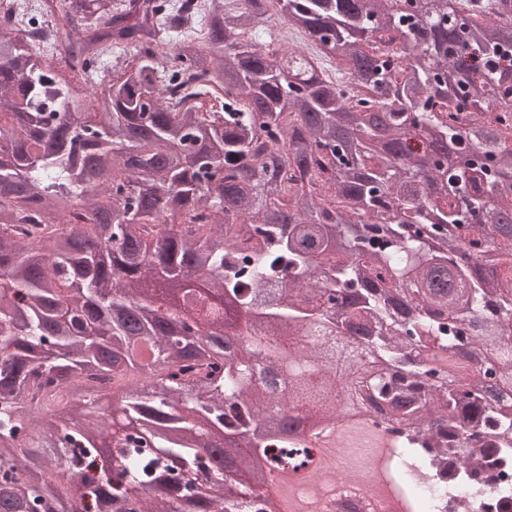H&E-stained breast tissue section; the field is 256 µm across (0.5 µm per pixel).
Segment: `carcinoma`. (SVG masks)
<instances>
[{
	"label": "carcinoma",
	"instance_id": "carcinoma-1",
	"mask_svg": "<svg viewBox=\"0 0 512 512\" xmlns=\"http://www.w3.org/2000/svg\"><path fill=\"white\" fill-rule=\"evenodd\" d=\"M0 114V512H269L383 408L395 512L512 505V0H38ZM328 434L321 436L318 441L313 440L311 449L312 465L306 472L297 475H269L258 473L256 475L257 488L268 499L272 512H321L330 511L331 503L335 501L336 484L330 485L327 492L320 499L308 496L312 477L315 473H322L328 459L334 457L336 448H324L335 440L345 441L351 448H368L373 446L375 436L357 419L341 420L328 426Z\"/></svg>",
	"mask_w": 512,
	"mask_h": 512
}]
</instances>
